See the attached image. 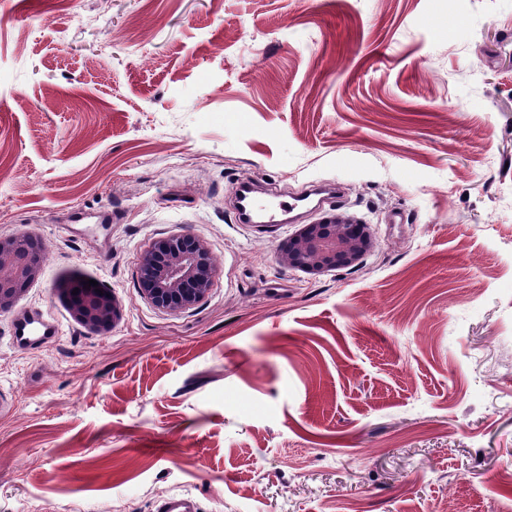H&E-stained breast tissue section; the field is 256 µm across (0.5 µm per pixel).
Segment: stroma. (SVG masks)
Instances as JSON below:
<instances>
[{"instance_id":"stroma-1","label":"stroma","mask_w":512,"mask_h":512,"mask_svg":"<svg viewBox=\"0 0 512 512\" xmlns=\"http://www.w3.org/2000/svg\"><path fill=\"white\" fill-rule=\"evenodd\" d=\"M242 181L340 194L261 227ZM331 211L374 252L279 263ZM21 233L44 256L0 314V512H512V0H0ZM180 233L217 275L173 313L136 270ZM75 274L110 332L59 297ZM23 310L57 339L14 347ZM64 283L57 288L60 297L67 303L73 318L93 332L107 333L112 330L121 317L115 296L107 289L79 288ZM103 291V295H100Z\"/></svg>"}]
</instances>
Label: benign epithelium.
Instances as JSON below:
<instances>
[{"label":"benign epithelium","instance_id":"1","mask_svg":"<svg viewBox=\"0 0 512 512\" xmlns=\"http://www.w3.org/2000/svg\"><path fill=\"white\" fill-rule=\"evenodd\" d=\"M376 247L370 225L344 214H328L302 224L280 244L278 260L312 276L359 266ZM42 260L28 236L0 237V312L10 308L38 278ZM216 266L207 244L190 233L155 241L142 255L138 288L153 306L170 312L188 310L208 294ZM58 288L73 318L93 332L107 333L121 317L115 296L99 286Z\"/></svg>","mask_w":512,"mask_h":512}]
</instances>
